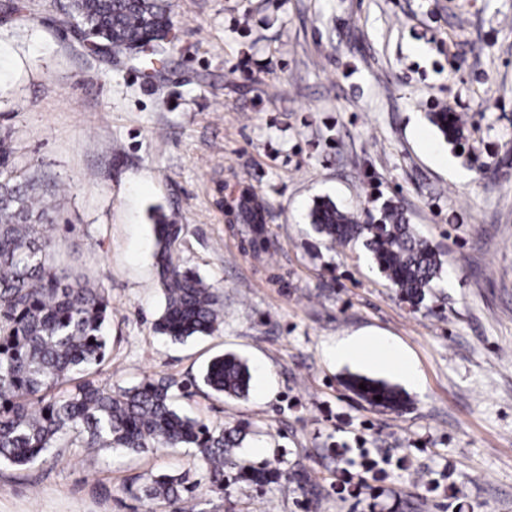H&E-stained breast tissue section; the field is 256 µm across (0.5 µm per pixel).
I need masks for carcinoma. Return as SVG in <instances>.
Segmentation results:
<instances>
[{"mask_svg":"<svg viewBox=\"0 0 512 512\" xmlns=\"http://www.w3.org/2000/svg\"><path fill=\"white\" fill-rule=\"evenodd\" d=\"M62 24L77 28L86 41L111 43L116 52L138 50L144 66L164 63L174 46L165 38L172 30L167 0H70ZM428 119L448 143H461L464 127L456 113L443 109ZM38 188L0 138V462L28 466L54 448H193L218 490H224L226 468L257 486L277 482L279 469L237 459L245 429H211L180 413L171 385L152 380L114 389L91 378L106 358L105 288L53 261L57 243L43 231L52 221L51 205ZM236 212L242 224H266L267 207L247 188ZM310 218L331 245L363 240L379 271L413 305L423 303L442 277L441 252L392 203L370 224L331 200L315 203ZM181 230L163 215L155 219L154 258L165 298L155 330L173 341L208 335L221 318L217 289L175 259ZM250 381L247 361L232 353L212 358L203 373L204 385L227 398L246 397ZM345 385L376 407L396 410L408 403L401 388L384 380L351 374ZM186 492L185 478L169 474L140 488L141 497L164 503L168 512H187Z\"/></svg>","mask_w":512,"mask_h":512,"instance_id":"carcinoma-1","label":"carcinoma"}]
</instances>
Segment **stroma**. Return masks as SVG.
<instances>
[{
	"label": "stroma",
	"mask_w": 512,
	"mask_h": 512,
	"mask_svg": "<svg viewBox=\"0 0 512 512\" xmlns=\"http://www.w3.org/2000/svg\"><path fill=\"white\" fill-rule=\"evenodd\" d=\"M17 2L0 21V136L54 202L56 262L106 290L95 380L166 379L184 414L247 426L246 463L284 478L229 469L220 491L188 448H63L0 464V512H166L125 486L183 472L196 512H512V0H171L176 48L152 70L61 27L69 0ZM444 107L461 146L427 122ZM245 186L267 204L264 235L236 221ZM322 198L365 221L400 204L442 252L438 288L412 305L362 242L329 248L309 219ZM157 207L183 227L179 263L222 296L212 335L155 331ZM366 334L417 382L331 357ZM227 352L250 366L247 398L201 381ZM351 374L409 405L370 406ZM364 451L383 476L350 467L360 492H337ZM370 345L377 346L384 356L394 361L399 368L403 371L406 379L415 382L418 378L416 367L407 361L397 350L381 338H357L337 344L333 349V354L338 359H351L358 358L364 354V351ZM360 384H364L366 390L359 388ZM345 385L356 393L360 399L376 407L396 410L405 407L409 401L407 394L401 388L384 380L351 374ZM376 396H381L382 400L377 402Z\"/></svg>",
	"instance_id": "obj_1"
}]
</instances>
